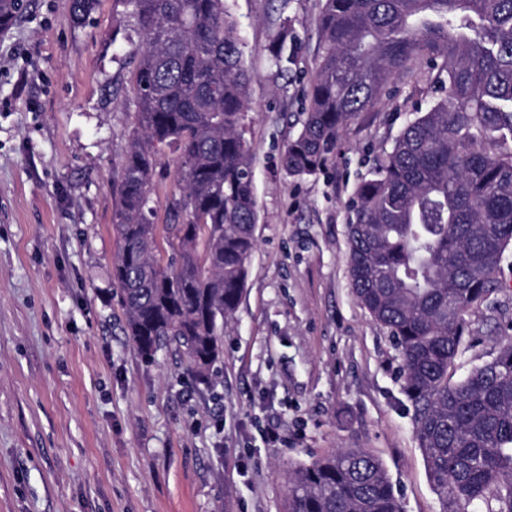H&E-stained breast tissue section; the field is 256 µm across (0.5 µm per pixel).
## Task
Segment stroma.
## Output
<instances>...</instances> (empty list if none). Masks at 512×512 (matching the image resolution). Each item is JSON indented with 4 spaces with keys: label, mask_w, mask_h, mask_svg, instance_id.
<instances>
[{
    "label": "stroma",
    "mask_w": 512,
    "mask_h": 512,
    "mask_svg": "<svg viewBox=\"0 0 512 512\" xmlns=\"http://www.w3.org/2000/svg\"><path fill=\"white\" fill-rule=\"evenodd\" d=\"M321 4L226 0L253 73L243 124L259 219L208 385L172 351L144 359L112 292V181L134 127L140 48L112 36L129 23L123 7L99 0L80 24L70 0H32L0 30V512H284L289 469L341 448L382 459L403 512H441L401 359L353 292L347 239L357 184L433 90L413 59L341 128L324 173L287 175ZM284 22L293 42L280 70L269 46ZM178 170L164 150L157 224L172 221ZM495 280L466 316L451 380L512 335V249Z\"/></svg>",
    "instance_id": "35a3bbf8"
}]
</instances>
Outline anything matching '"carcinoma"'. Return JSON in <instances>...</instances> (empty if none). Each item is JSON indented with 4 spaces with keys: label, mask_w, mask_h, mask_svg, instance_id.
Listing matches in <instances>:
<instances>
[{
    "label": "carcinoma",
    "mask_w": 512,
    "mask_h": 512,
    "mask_svg": "<svg viewBox=\"0 0 512 512\" xmlns=\"http://www.w3.org/2000/svg\"><path fill=\"white\" fill-rule=\"evenodd\" d=\"M28 0H0V28ZM141 42L136 128L113 182L112 280L125 331L151 359L172 348L206 381L224 356L256 245L243 120L251 74L225 0H121ZM97 0H71L76 21ZM307 117L285 149L292 176L326 168L342 126L371 109L416 57L438 92L410 113L347 226L354 293L387 329L441 512H512V341L457 382L466 314L512 247V0H322ZM288 59V29L271 60ZM179 153L174 223H154L162 148ZM164 231L174 254L158 257ZM287 512H402L384 462L341 448L288 473Z\"/></svg>",
    "instance_id": "carcinoma-1"
}]
</instances>
